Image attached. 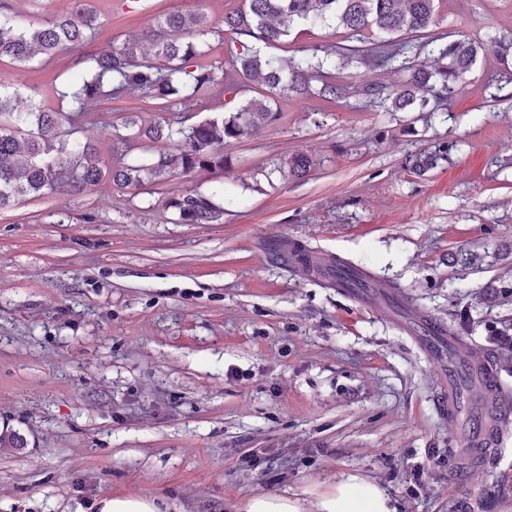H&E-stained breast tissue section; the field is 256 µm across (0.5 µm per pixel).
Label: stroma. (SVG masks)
Instances as JSON below:
<instances>
[{
	"label": "stroma",
	"mask_w": 512,
	"mask_h": 512,
	"mask_svg": "<svg viewBox=\"0 0 512 512\" xmlns=\"http://www.w3.org/2000/svg\"><path fill=\"white\" fill-rule=\"evenodd\" d=\"M241 0H96L103 26L77 50L0 87L69 106L74 74L107 42L161 13L222 20ZM438 35L487 49L441 112H387L358 97L281 99L272 124L224 150V167L138 189L102 181L0 210V512H95L105 496H152L167 512H236L243 498L351 472L402 512H512V71L490 43L512 35V0H442ZM126 119L192 125L225 113L209 93L162 112L128 95L97 103ZM447 148L430 171L415 154ZM309 156L305 180L285 161ZM223 193L220 224L175 222L168 200ZM299 240L395 285L403 313L272 261ZM471 323L461 350L491 353L505 393L503 441L482 465L449 467L467 424L437 406L444 366L405 331L422 315Z\"/></svg>",
	"instance_id": "1"
}]
</instances>
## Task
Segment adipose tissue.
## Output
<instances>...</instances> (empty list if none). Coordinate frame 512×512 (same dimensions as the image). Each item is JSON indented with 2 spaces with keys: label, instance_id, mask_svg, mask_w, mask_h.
Wrapping results in <instances>:
<instances>
[{
  "label": "adipose tissue",
  "instance_id": "adipose-tissue-1",
  "mask_svg": "<svg viewBox=\"0 0 512 512\" xmlns=\"http://www.w3.org/2000/svg\"><path fill=\"white\" fill-rule=\"evenodd\" d=\"M315 499V512H398L397 503L376 482L353 473L339 476L324 489L252 495L238 505V512H304L306 496Z\"/></svg>",
  "mask_w": 512,
  "mask_h": 512
}]
</instances>
